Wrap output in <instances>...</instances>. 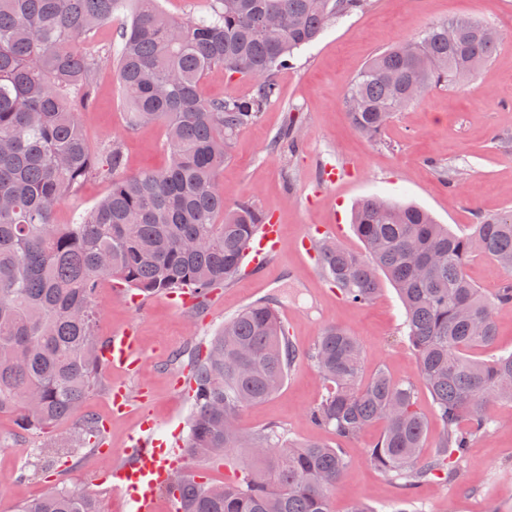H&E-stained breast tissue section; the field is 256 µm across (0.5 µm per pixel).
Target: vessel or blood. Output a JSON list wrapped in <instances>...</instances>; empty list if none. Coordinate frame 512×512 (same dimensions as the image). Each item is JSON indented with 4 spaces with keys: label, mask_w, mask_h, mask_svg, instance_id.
<instances>
[{
    "label": "vessel or blood",
    "mask_w": 512,
    "mask_h": 512,
    "mask_svg": "<svg viewBox=\"0 0 512 512\" xmlns=\"http://www.w3.org/2000/svg\"><path fill=\"white\" fill-rule=\"evenodd\" d=\"M279 237V225H263L253 244V256L260 258L276 249ZM105 357L113 369L135 370L139 363V349L132 329L114 332L109 337ZM157 431L156 422L144 421L139 433L131 439L125 461L110 475L114 493L131 504L132 512H157L158 496L171 471L182 462L180 449L167 446L158 438Z\"/></svg>",
    "instance_id": "vessel-or-blood-1"
}]
</instances>
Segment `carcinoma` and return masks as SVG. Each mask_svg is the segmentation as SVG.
<instances>
[{"instance_id": "obj_1", "label": "carcinoma", "mask_w": 512, "mask_h": 512, "mask_svg": "<svg viewBox=\"0 0 512 512\" xmlns=\"http://www.w3.org/2000/svg\"><path fill=\"white\" fill-rule=\"evenodd\" d=\"M127 6L121 41L107 50L128 106L127 129L163 124L169 154L164 169L131 176L121 175L117 144L90 153L77 117L103 62L87 43ZM368 6L370 0H212L208 14L183 20L160 0H0V414L14 415L24 431L55 433L49 457L101 441L98 419L80 415L104 365L99 280L112 278L142 298L188 294L200 307L238 274L269 215L251 198L224 201L219 175L232 142L279 97L276 73L329 26ZM501 41L487 21L455 19L381 51L346 93L351 124L377 139L434 88L475 79ZM215 67L253 79L252 92L202 99L200 82ZM272 146L295 152V125ZM93 175L110 180L107 194L70 223H55L57 206ZM352 226L365 254L324 239L318 263L352 303L371 302L383 276L397 290L442 436L422 452L427 425L414 381L380 369L361 382L360 344L337 325L325 327L309 353L327 383L309 417L339 442L380 422L370 449L376 469L407 492L449 484L474 439L496 423L486 406L512 402V352L469 357L493 346L494 312L512 305V209L482 215L471 232L457 234L419 207L371 196L355 207ZM476 254L507 272L490 294L465 273ZM185 355L195 385L186 453L212 461L241 448L267 454L255 457L256 467L238 463L221 485L175 471L166 492L177 512H331V494L348 467L343 449L294 440L277 424L257 433L232 425L243 408L275 395L295 359L276 310L255 302ZM73 418L75 426L62 430ZM408 506L403 499L378 511L355 501L348 512H411ZM20 512H97V505L86 493L58 488Z\"/></svg>"}]
</instances>
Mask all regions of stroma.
<instances>
[{"label": "stroma", "instance_id": "stroma-1", "mask_svg": "<svg viewBox=\"0 0 512 512\" xmlns=\"http://www.w3.org/2000/svg\"><path fill=\"white\" fill-rule=\"evenodd\" d=\"M459 17L487 20L503 34L478 79L460 88L434 89L423 102L399 112L378 139L357 133L344 98L364 65L383 49L416 37L425 26ZM277 81L280 97L237 135L219 177L226 203L252 197L280 225L274 256L215 289L199 311L175 307L164 296L135 304L116 281L101 279L96 294L99 336L131 328L140 340L137 369H105L100 390L82 408L102 421L107 448H78L47 466L43 450L51 435L21 431L13 416H1L0 512H17L22 503L62 485L95 497L99 512H128L125 500L113 494L109 484L95 483V475L111 470L116 451L128 446L143 419L159 423L167 444L186 435L192 399L174 386L183 374L177 355L208 343L225 319L256 301L275 306L298 357L273 397L239 414L242 430L278 423L292 438L335 443L333 434L309 419L325 385L307 353L330 324L358 338L364 378L380 368L397 380L416 378L395 288L385 281L371 303L345 301L302 249L301 240L322 232L363 252L350 224L351 210L373 195L416 204L458 234L469 231L478 215L512 209V0H372L366 10L341 20L299 51ZM126 112L115 69L102 64L95 97L78 114L92 153L120 144L127 176L165 167L163 126L150 124L128 132ZM291 122L298 129L301 152L273 150V138ZM324 160L341 167L336 183L320 181L319 164ZM447 171L459 175L456 192L445 187ZM116 386L124 387L129 397L130 408L122 415L112 411L109 393ZM486 411L496 425L474 441L453 483L416 490L419 512H512V403L493 402ZM380 432L376 424L344 442L348 468L333 494V512H347L354 500L377 507L401 497L400 487L369 460L368 451Z\"/></svg>", "mask_w": 512, "mask_h": 512}]
</instances>
